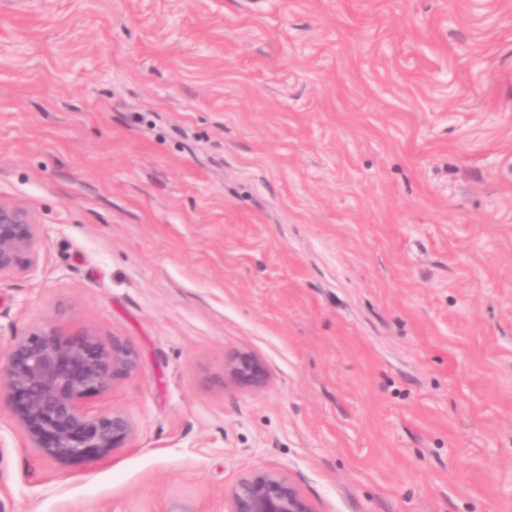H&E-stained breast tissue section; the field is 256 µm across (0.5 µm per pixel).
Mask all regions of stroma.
I'll return each instance as SVG.
<instances>
[{"label": "stroma", "mask_w": 512, "mask_h": 512, "mask_svg": "<svg viewBox=\"0 0 512 512\" xmlns=\"http://www.w3.org/2000/svg\"><path fill=\"white\" fill-rule=\"evenodd\" d=\"M0 353L126 344L60 463L0 411V512H512V0H0ZM249 350L258 389L224 362ZM38 231V224L24 207L0 200V280L36 271ZM224 367L230 378L238 385L259 388L268 378L264 361L250 351H241L225 361ZM229 512H319L288 476L258 469L240 478L228 491Z\"/></svg>", "instance_id": "obj_1"}]
</instances>
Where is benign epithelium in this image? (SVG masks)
I'll return each instance as SVG.
<instances>
[{
    "label": "benign epithelium",
    "mask_w": 512,
    "mask_h": 512,
    "mask_svg": "<svg viewBox=\"0 0 512 512\" xmlns=\"http://www.w3.org/2000/svg\"><path fill=\"white\" fill-rule=\"evenodd\" d=\"M38 231L24 207L0 200V280L36 271ZM134 365L133 352L119 342L108 346L91 330L45 323L12 337L0 357V406L43 455L61 463L104 458L133 436L134 423L120 410H91L84 400L109 391ZM224 367L241 386L259 388L268 378L264 361L250 351ZM228 499L229 512H318L288 476L268 469L240 478Z\"/></svg>",
    "instance_id": "benign-epithelium-1"
}]
</instances>
